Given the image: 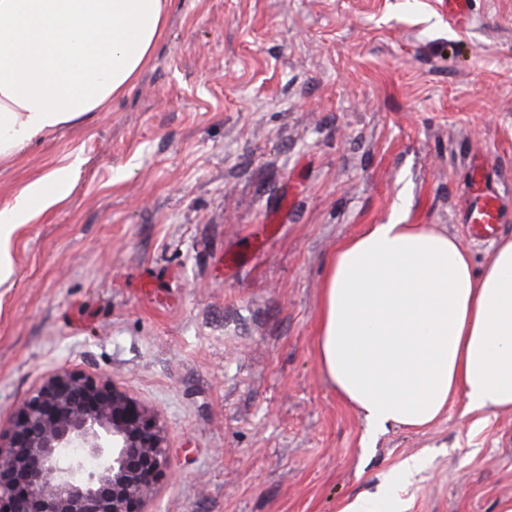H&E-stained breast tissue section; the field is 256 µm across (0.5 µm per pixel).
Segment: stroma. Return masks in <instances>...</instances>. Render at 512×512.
<instances>
[{
	"label": "stroma",
	"instance_id": "stroma-1",
	"mask_svg": "<svg viewBox=\"0 0 512 512\" xmlns=\"http://www.w3.org/2000/svg\"><path fill=\"white\" fill-rule=\"evenodd\" d=\"M478 161L511 236L512 0L457 22L447 0H171L124 97L0 166L1 208L76 165L0 285V427L66 364L164 427L146 512H340L395 478L408 512H503L511 413L459 400L366 439L315 336L327 258L362 225L438 224L487 262L463 217Z\"/></svg>",
	"mask_w": 512,
	"mask_h": 512
}]
</instances>
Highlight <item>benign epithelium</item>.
<instances>
[{
	"instance_id": "1",
	"label": "benign epithelium",
	"mask_w": 512,
	"mask_h": 512,
	"mask_svg": "<svg viewBox=\"0 0 512 512\" xmlns=\"http://www.w3.org/2000/svg\"><path fill=\"white\" fill-rule=\"evenodd\" d=\"M168 464L153 414L111 380L63 365L0 430V512H144Z\"/></svg>"
}]
</instances>
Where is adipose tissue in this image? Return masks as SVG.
I'll return each mask as SVG.
<instances>
[{
	"label": "adipose tissue",
	"mask_w": 512,
	"mask_h": 512,
	"mask_svg": "<svg viewBox=\"0 0 512 512\" xmlns=\"http://www.w3.org/2000/svg\"><path fill=\"white\" fill-rule=\"evenodd\" d=\"M170 0H0V164L123 97L162 38ZM52 169L0 210V282L16 230L65 200ZM317 356L367 434L418 430L457 399L512 412V237L474 269L434 224H367L328 259Z\"/></svg>",
	"instance_id": "obj_1"
}]
</instances>
